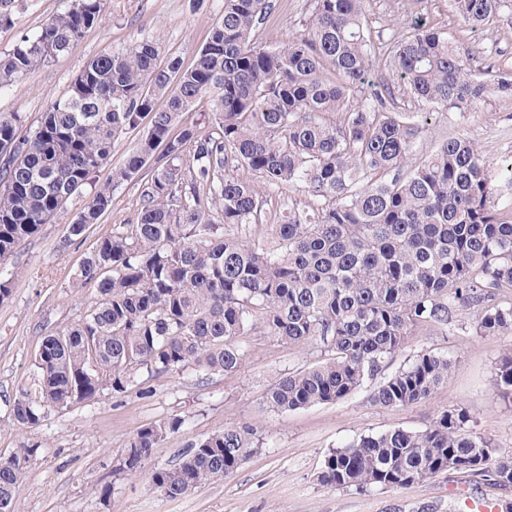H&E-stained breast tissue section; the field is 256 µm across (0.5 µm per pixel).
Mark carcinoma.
Instances as JSON below:
<instances>
[{
    "mask_svg": "<svg viewBox=\"0 0 512 512\" xmlns=\"http://www.w3.org/2000/svg\"><path fill=\"white\" fill-rule=\"evenodd\" d=\"M102 2L70 0L0 56V93L77 45ZM366 2L313 0L303 33L272 46L257 34L277 0H224L193 65L162 61L157 43L137 41L88 61L29 133L19 135L21 113L0 112V262L90 184L115 139L150 118L70 225V235H82L117 189L151 168L135 218L100 237L73 274L72 287L95 284L97 300L43 338L39 400L19 391L18 424L33 427L46 408L106 391L118 397L137 388L147 397V381L190 365L231 375L243 358L237 338L256 333L322 356L272 384L268 408L335 403L374 380L376 403L403 407L429 399L452 367L448 356L425 350L384 374L417 328L448 325L466 304L476 309V334L512 332V301L499 302L512 290V219L492 203L481 151L461 137L411 163L428 113L391 111L389 85L368 82L373 61L385 58L427 109L462 113L493 94L512 98V74L473 73L469 52L424 16L406 36L376 40ZM448 2L473 29L512 10V0ZM26 7L28 0H0V27ZM205 97L206 131L184 120ZM285 186L313 200L289 203L271 237L253 232L270 191ZM496 387L512 398L511 350L499 360ZM186 425L174 415L141 427L116 472L137 470ZM259 447L258 426L241 421L191 440L151 482L176 499L233 473ZM35 453L0 457V512H15ZM450 470L512 485V457L498 456L458 408L424 430L361 435L332 450L318 481L401 490Z\"/></svg>",
    "mask_w": 512,
    "mask_h": 512,
    "instance_id": "obj_1",
    "label": "carcinoma"
}]
</instances>
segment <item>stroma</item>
Wrapping results in <instances>:
<instances>
[{"mask_svg":"<svg viewBox=\"0 0 512 512\" xmlns=\"http://www.w3.org/2000/svg\"><path fill=\"white\" fill-rule=\"evenodd\" d=\"M66 5L67 0H33L15 26L0 28V53L21 36L38 33ZM367 8L373 36L401 37L408 23L424 14L469 48L476 74L490 79L512 70V15L475 30L449 9L448 0H369ZM223 9V0H104L96 23L70 52L0 94V112H20L28 123H37L87 61L136 41H156L162 57L192 64ZM312 10L313 0H278L259 33L262 42L277 45L301 33ZM457 137L480 148L498 207L511 214L512 187L505 176L512 166V98L491 97L476 112L436 111L414 160ZM87 199L84 193L72 197L52 223L41 225L0 262V278L13 282L10 296L0 302V456L23 446L37 449L25 470L17 512H458L450 489L461 485L473 496L512 504V485L498 486L465 471H447L402 490L365 493L331 489L317 480L331 449L359 435L423 429L450 407L465 409L472 430L493 438L499 455L512 456V401L494 387L498 361L512 349V333L476 335L467 307L459 308L451 325L419 329L395 355V369L423 350L454 361L446 383L429 399L406 407L377 404L370 384L340 402L270 410L263 403L266 390L290 372L315 366L318 353L268 336H243V360L234 374L187 368L152 381L150 397L105 393L68 409L47 410L34 427L18 426L13 401L18 391L39 392L34 363L43 336L77 322L96 299L95 289L71 288V276L101 235L133 218L138 185L119 188L98 224L70 238L69 226ZM172 415L187 418L186 427L154 449L137 471L115 473L136 432ZM242 420L260 426L263 446L236 471L177 499L153 487L152 471L175 464L189 440Z\"/></svg>","mask_w":512,"mask_h":512,"instance_id":"obj_1","label":"stroma"}]
</instances>
